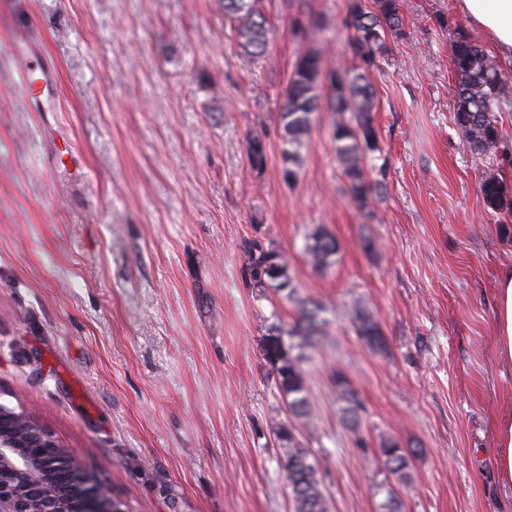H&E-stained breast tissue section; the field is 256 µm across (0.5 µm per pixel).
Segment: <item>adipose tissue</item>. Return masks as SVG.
<instances>
[{"label":"adipose tissue","instance_id":"adipose-tissue-1","mask_svg":"<svg viewBox=\"0 0 512 512\" xmlns=\"http://www.w3.org/2000/svg\"><path fill=\"white\" fill-rule=\"evenodd\" d=\"M458 11L489 39L500 58L512 61V0H456ZM493 332L497 356L512 368V270H505L495 289Z\"/></svg>","mask_w":512,"mask_h":512}]
</instances>
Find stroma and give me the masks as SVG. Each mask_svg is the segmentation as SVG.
Segmentation results:
<instances>
[{
  "label": "stroma",
  "mask_w": 512,
  "mask_h": 512,
  "mask_svg": "<svg viewBox=\"0 0 512 512\" xmlns=\"http://www.w3.org/2000/svg\"><path fill=\"white\" fill-rule=\"evenodd\" d=\"M400 3L405 34L372 74L381 153L368 177L384 189L361 209L330 112L297 181L281 174L277 94L307 50L327 72L350 64L349 0H262L278 32L257 65L217 0H0V403L34 415L126 512H293L277 440L288 424L330 512H382L383 485L399 512H512L496 468L512 374L492 324L512 217L480 191L493 175L512 194V161L475 157L456 131L451 46L479 32L455 0ZM304 11L315 21L294 33ZM23 51L57 75L39 107L14 82ZM250 135L267 145L260 172ZM70 149L77 181L52 165ZM320 226L340 244L323 271L303 253ZM255 238L327 309L306 422L264 359L297 306L246 283ZM360 310L385 350L358 335ZM387 439L417 451L406 481L379 459ZM247 160L253 170L262 171L267 164V147L261 137L249 136L247 138Z\"/></svg>",
  "instance_id": "stroma-1"
}]
</instances>
